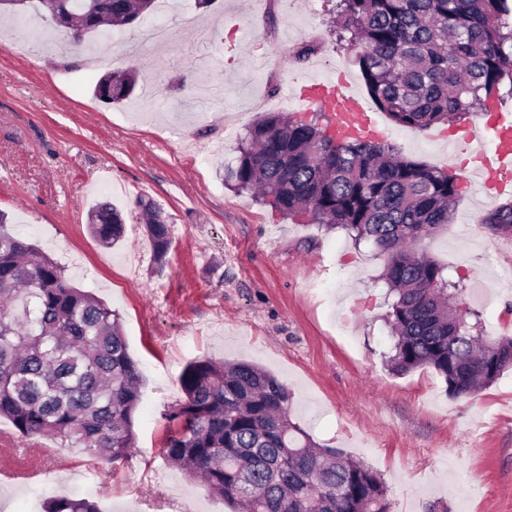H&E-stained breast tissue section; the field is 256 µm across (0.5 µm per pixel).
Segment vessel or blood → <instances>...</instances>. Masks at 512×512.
<instances>
[{
    "label": "vessel or blood",
    "instance_id": "obj_1",
    "mask_svg": "<svg viewBox=\"0 0 512 512\" xmlns=\"http://www.w3.org/2000/svg\"><path fill=\"white\" fill-rule=\"evenodd\" d=\"M303 103L331 113L336 127L345 133L363 137L374 134L376 124L366 111L359 95L344 81L311 80L300 94ZM467 160L478 181L497 197L512 198V121L499 119L495 127L494 148L485 153L482 147L469 146Z\"/></svg>",
    "mask_w": 512,
    "mask_h": 512
}]
</instances>
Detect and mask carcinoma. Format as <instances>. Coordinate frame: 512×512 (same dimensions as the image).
I'll use <instances>...</instances> for the list:
<instances>
[{"mask_svg": "<svg viewBox=\"0 0 512 512\" xmlns=\"http://www.w3.org/2000/svg\"><path fill=\"white\" fill-rule=\"evenodd\" d=\"M155 0H56L53 13L105 35L154 10ZM512 0H337L330 28L354 55L376 105L402 127L427 130L485 114L512 94ZM132 71L103 75L98 98L134 93ZM317 121L268 112L238 145L224 182L286 216L308 214L387 255L382 278L393 296L389 370L431 368L457 397H475L512 370V336L488 339L465 306L460 281L417 256L422 241L450 223L458 176L402 155L393 145L352 137L328 143ZM154 260L164 266L170 226L140 201ZM482 223L512 229V201ZM106 246L124 234L109 201L90 211ZM142 375L119 313L73 286L64 269L18 237L0 211V417L19 436L53 437L106 464L135 448ZM184 399L165 414L168 464L203 479L209 493L243 512H391L380 475L292 422L285 386L247 362L192 361L180 375ZM45 512H100L87 498L51 497Z\"/></svg>", "mask_w": 512, "mask_h": 512, "instance_id": "cac0c4a2", "label": "carcinoma"}]
</instances>
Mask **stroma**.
<instances>
[{"instance_id": "35a3bbf8", "label": "stroma", "mask_w": 512, "mask_h": 512, "mask_svg": "<svg viewBox=\"0 0 512 512\" xmlns=\"http://www.w3.org/2000/svg\"><path fill=\"white\" fill-rule=\"evenodd\" d=\"M333 0H167L141 23L114 28L110 53L56 51L34 11L0 19V209L76 287L117 310L143 376L136 446L116 466L41 438L0 445L52 454L49 477L0 481V512H41L50 495L89 498L101 512H230L199 480L167 465V409L191 361L244 360L285 385L291 415L317 443L381 475L392 512H512V370L475 398H454L430 370L395 376L384 357V256L309 216H283L224 183L225 165L268 112L311 120L292 96L343 74L406 157L460 172L449 134L490 129L480 115L425 131L395 125L370 96L352 54L337 48ZM315 48L308 59L295 55ZM138 69L131 100L93 94L108 72ZM162 210L172 247L157 267L139 200ZM121 208L123 239L101 245L89 211ZM499 204L463 185L454 221L422 243L459 274L488 335L512 336V233L482 219Z\"/></svg>"}]
</instances>
